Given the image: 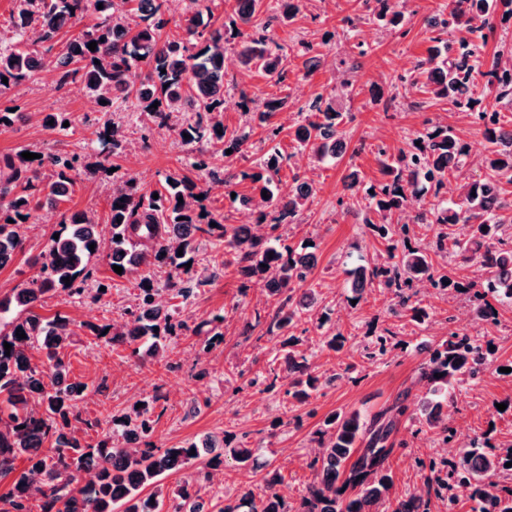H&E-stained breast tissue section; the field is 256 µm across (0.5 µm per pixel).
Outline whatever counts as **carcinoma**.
I'll return each instance as SVG.
<instances>
[{
    "mask_svg": "<svg viewBox=\"0 0 512 512\" xmlns=\"http://www.w3.org/2000/svg\"><path fill=\"white\" fill-rule=\"evenodd\" d=\"M262 2L233 0L235 30L230 33L222 27L208 28L200 12L191 11L176 25L177 32L164 36L162 29L169 24L166 0H20L13 28L19 37L31 34L33 39L24 50L0 52V79H8L6 84L0 82V92L21 86L49 63L60 71L57 87L78 79L104 102L106 116L96 131L101 144L118 148L121 132L109 113L114 105L132 98L154 127L173 132L189 147L192 168L205 170L208 144H219L233 155L247 151L248 135L227 134L219 119L224 104V44L232 37L240 39L237 60L242 69L258 67L278 82L285 78L286 64L270 46V29L273 23L296 16L302 0H278L279 11L256 24ZM87 13L98 16L94 29L68 38L61 43L62 49L53 53L59 44L57 36ZM511 22L512 0H450L447 15L431 24L437 32L431 41L437 46L418 64L417 82L424 92L447 99L482 127L491 145L483 158L489 173L464 185L462 202L450 205L441 197L448 176L468 159L465 144L450 128L436 126L396 154L380 150L386 179L369 186L361 223L386 240L387 246L376 263L351 272L352 298H362L371 288H393L397 301L391 314L422 320L427 312L417 304L415 287L427 281L440 290L458 292L463 288L473 294L479 301L476 319L486 323L497 322V310L488 296L512 299V233L505 234L506 226L512 224V193L505 189L512 185V129H506L497 110L500 104L512 103V69L502 68L497 58L488 66L483 56L497 24ZM93 41L97 46L92 51L88 44ZM137 68L146 73L136 82L133 74ZM479 76L486 80V91L495 101L489 108L473 97L472 86ZM240 97L246 111L257 113L262 122L270 121L284 106L281 99L257 101L244 89ZM156 101L159 105L154 109ZM184 110L192 112V117L175 121L176 114ZM309 111L316 113L318 120L297 125L296 141L318 159L341 153L345 148L344 113L336 99L320 94ZM186 134L190 138H184ZM281 163V154L274 150L255 164L254 171L224 169L226 187L250 181L254 197L264 208L257 218V223L264 225L260 234L244 224H226L222 216L205 210L202 202L209 195V183L176 172L167 175L164 190L156 199L135 179H123L110 200L112 232L108 240L87 212L62 213L59 238L49 239L39 255L37 276L13 289L10 298L0 300L1 312L12 304L26 313L11 322L9 331H0V473H12L21 455L27 462L14 478L8 496L0 501V512H32L28 500L34 492L40 495V512H159L166 497L159 477L196 459L189 446H131L130 439L139 444L153 431V406L147 402L130 416L112 419V431L94 446L82 443L76 435L77 424L83 422L74 412L79 386L68 382V367L61 357L74 336L71 320L60 313L46 319L34 308L59 287L83 295L88 263L105 248L112 264L125 272L144 262L168 268V286L186 300L216 277L212 272L196 280L184 278L189 271L186 264L193 261L195 237L219 232L233 252L238 273L249 282L257 281L273 298L267 333L282 338V345L290 347L285 356L286 394L300 405L308 403L319 378L309 357L291 349L296 338L288 335V330L316 304L314 291L302 286L316 267L317 257L305 248L276 247L272 242L281 240L282 226L295 223L314 195V187L302 181L286 195L274 194L269 185ZM108 169L107 158L90 164L77 152L41 151L33 160L22 158L19 152L1 156L0 268L24 249L22 226L32 208L45 203L58 206L68 199L69 187L81 172L106 173ZM427 187L433 190L436 202L421 205L411 220L428 228L437 225L433 240L425 247L412 244L411 223L402 224L394 216L403 211L408 198H419ZM264 191L269 198L262 197ZM92 243L96 244L93 249L89 248ZM435 255L472 262L476 274L460 277L446 265L438 268L433 263ZM66 277L70 278L68 285ZM157 296L155 288L142 289L138 303L129 310L128 331L110 334L105 325H91L90 331L106 344L142 342L146 356L159 357L165 336L183 323L176 320V311L153 308ZM19 329L25 338L16 336ZM6 342L11 345L8 351ZM33 349L42 350L49 371L32 364L29 351ZM487 364L488 351L481 340L459 331L449 332L447 340L429 350L421 369L426 393L417 415L442 440L453 438L444 402L455 382L462 376L480 379ZM436 373L441 377H434ZM406 411L404 399L398 398L370 419L357 410L328 415L317 431L318 452L307 463L314 478L292 510L286 509L277 492L278 475L268 471L261 477V497L246 487L238 502L215 503L217 512H240L244 507L248 512H429L431 493H439L445 485L470 491L474 512H512V489L483 480L489 472L512 471V466L505 467L512 463V451L498 456L482 450L476 441L457 464L447 468L429 464L426 493L390 499L392 436L396 419ZM49 440L53 448L46 452L43 445ZM257 453L248 442L226 433L224 448L205 467H217L227 458L249 466ZM197 482L190 476L174 491L179 499L174 512H203ZM148 486L153 491L142 495Z\"/></svg>",
    "mask_w": 512,
    "mask_h": 512,
    "instance_id": "obj_1",
    "label": "carcinoma"
}]
</instances>
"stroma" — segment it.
Wrapping results in <instances>:
<instances>
[{"instance_id":"stroma-1","label":"stroma","mask_w":512,"mask_h":512,"mask_svg":"<svg viewBox=\"0 0 512 512\" xmlns=\"http://www.w3.org/2000/svg\"><path fill=\"white\" fill-rule=\"evenodd\" d=\"M448 2L408 0L402 8V27L389 31L378 24L363 0H305L292 21L274 25V37L288 67L281 83L255 70H241L232 49L224 51L229 62L227 73L240 83L241 91L257 98H281L286 106L271 119L280 134L270 142L259 121H246L240 92L227 95L224 125L231 133L248 132L249 148L242 158H227L208 150L210 170L220 173L228 165L249 169L274 148L283 156L275 179L280 193H287L298 178L312 181L316 188L297 226L289 230L287 243L294 247L316 244L318 262L306 285L314 289L319 305L331 309L332 322L347 343L338 352L322 348L315 320L301 315L293 333L322 380L309 403L297 404L285 394L288 384L280 377L279 339L266 333L271 300L260 285L244 283L235 267L228 265L223 238L204 234L196 240L198 269L220 267L224 273L188 301H180L167 291L165 269L143 265L136 271L116 274L106 254L101 253L89 262L90 276L82 296L60 290L46 298L40 308L43 317L61 313L74 324L75 336L62 356L70 382L86 387L77 402L85 421L77 432L82 442L97 443L110 429L113 417L131 413L137 403L150 401L157 416L153 444L160 448L196 444L200 457L193 460L189 473H196L210 458V445H222L225 433L243 435L260 446L268 469L281 475L278 490L290 506L299 501L313 478L308 467L317 451L313 433L334 412L358 410L369 416L391 406L397 397H405L410 413L396 424L393 438L399 446L389 458L393 480L390 496L394 499L423 487V463L433 459L459 462L471 439L488 436L495 453L512 447V375L502 372L503 366L512 364V301L497 303L498 321L493 324L474 320L477 301L469 293L444 294L423 288L418 298L429 317L421 323L391 315L393 292L387 288L368 291L354 306L346 300V269L371 264L385 250L383 242L359 220L364 186L383 178L380 148H405L432 126H450L466 144L471 163L449 179L448 200L458 201L460 185L486 174L482 159L490 145L481 128L457 114L448 100L425 103L423 91L412 82L415 65L426 57L431 45L434 32L430 22ZM302 40L320 59L314 71L304 68L298 46ZM346 78L352 82L347 89L341 85ZM320 94L336 96L347 114V148L333 160L314 159L298 150L293 140L300 110ZM5 108L14 109L19 117L11 127H0V156L30 148L78 152L89 161L97 160L100 147L94 131L101 113L94 96L81 83L59 88L46 82L40 71L18 89L0 96V110ZM57 112L69 113V130L43 125L45 115ZM113 119L126 130L131 144L112 157V165L119 175L135 177L146 192L162 190L166 176L183 169L185 146L171 132L146 130L145 117L133 109L116 112ZM353 172L359 185L350 189L345 179ZM111 183V177L101 173L80 176L69 201L59 208L31 210L23 252L0 269V299L11 296L13 288L36 275L34 260L57 229L62 211H89L100 224H107V187ZM250 192L246 181L231 190L215 189L206 206L222 215L225 223L237 224L254 214L253 208L239 201ZM146 281L163 290L165 305L175 306L177 319L184 323L182 329L166 336L164 353L157 359L143 358L127 345H106L88 330L92 324L121 329ZM217 314L224 317V340L209 347L205 335L196 334L195 329ZM248 322L255 325L250 338L241 334ZM388 329L395 333V349L369 360L368 349ZM452 330L490 343L493 352L480 380L464 379L455 386L449 418L467 421L468 432L446 443L422 428L412 412L424 392L420 372L428 351L445 341ZM261 374L277 376L276 391L252 385V378ZM218 474V480L203 484L205 505H213L217 494L237 499L246 484L254 492L262 490L251 471L235 462H226Z\"/></svg>"}]
</instances>
